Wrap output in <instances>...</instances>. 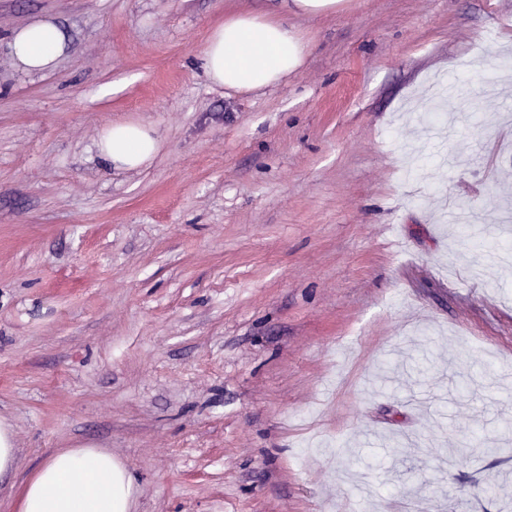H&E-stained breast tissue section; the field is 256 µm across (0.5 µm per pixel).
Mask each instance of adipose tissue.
<instances>
[{"instance_id":"obj_1","label":"adipose tissue","mask_w":512,"mask_h":512,"mask_svg":"<svg viewBox=\"0 0 512 512\" xmlns=\"http://www.w3.org/2000/svg\"><path fill=\"white\" fill-rule=\"evenodd\" d=\"M66 48L63 31L48 17L13 29L7 42L14 64L30 74L53 71ZM304 50L300 38L279 20L241 11L211 30L203 62L213 84L252 92L295 73ZM159 145L152 127L127 122L104 128L98 149L110 166L133 170L150 162ZM133 490L128 471L110 452L66 448L24 484L19 512H130Z\"/></svg>"}]
</instances>
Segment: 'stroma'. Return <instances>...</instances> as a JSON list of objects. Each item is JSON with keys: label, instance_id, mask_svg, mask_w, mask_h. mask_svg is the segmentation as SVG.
<instances>
[{"label": "stroma", "instance_id": "1", "mask_svg": "<svg viewBox=\"0 0 512 512\" xmlns=\"http://www.w3.org/2000/svg\"><path fill=\"white\" fill-rule=\"evenodd\" d=\"M239 10L300 70L209 82ZM38 17L69 44L27 74ZM509 55L512 0H0V512L61 448L132 512H512V264L443 219L512 239ZM128 120L160 150L127 171ZM290 10L297 15L317 16L336 10L339 0H291ZM66 48L65 34L49 17L37 18L13 29L7 42L14 64L30 74L53 71ZM156 131L141 123H113L102 130L100 158L116 169L133 170L152 160L159 149Z\"/></svg>", "mask_w": 512, "mask_h": 512}]
</instances>
